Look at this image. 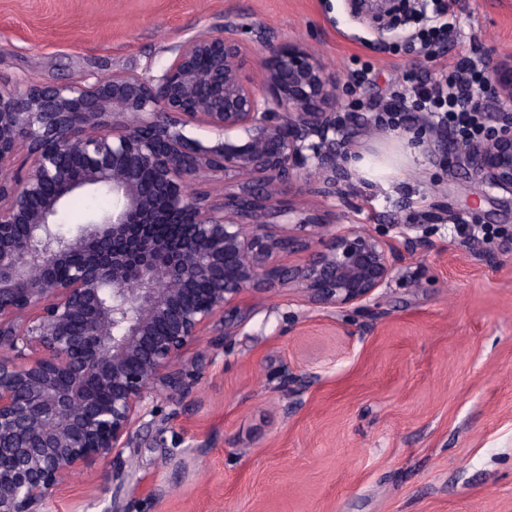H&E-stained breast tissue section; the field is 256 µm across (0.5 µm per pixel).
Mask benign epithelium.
<instances>
[{
	"label": "benign epithelium",
	"instance_id": "benign-epithelium-1",
	"mask_svg": "<svg viewBox=\"0 0 512 512\" xmlns=\"http://www.w3.org/2000/svg\"><path fill=\"white\" fill-rule=\"evenodd\" d=\"M242 28L224 15L156 77L0 87V512H42L122 454L149 393L194 383L185 348L246 318L241 294L288 286L337 309L393 278L400 255L383 236L282 204L301 175L336 170L339 77L299 42L268 47L248 76ZM470 103L492 109V139L448 151L512 195V54ZM191 124L222 138L205 145ZM102 188L112 212L57 234L67 197ZM292 252L308 257L286 267Z\"/></svg>",
	"mask_w": 512,
	"mask_h": 512
}]
</instances>
